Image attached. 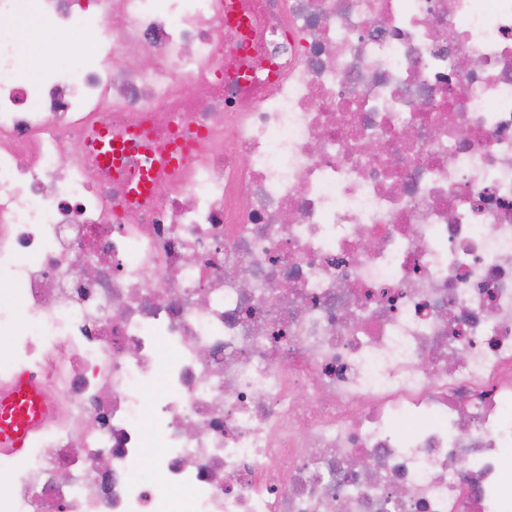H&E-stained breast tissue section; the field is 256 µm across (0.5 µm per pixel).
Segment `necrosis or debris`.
<instances>
[{
	"instance_id": "1",
	"label": "necrosis or debris",
	"mask_w": 512,
	"mask_h": 512,
	"mask_svg": "<svg viewBox=\"0 0 512 512\" xmlns=\"http://www.w3.org/2000/svg\"><path fill=\"white\" fill-rule=\"evenodd\" d=\"M27 14L89 42L33 88L0 39V391L50 404L0 512H512V0ZM97 126L187 155L133 207Z\"/></svg>"
}]
</instances>
